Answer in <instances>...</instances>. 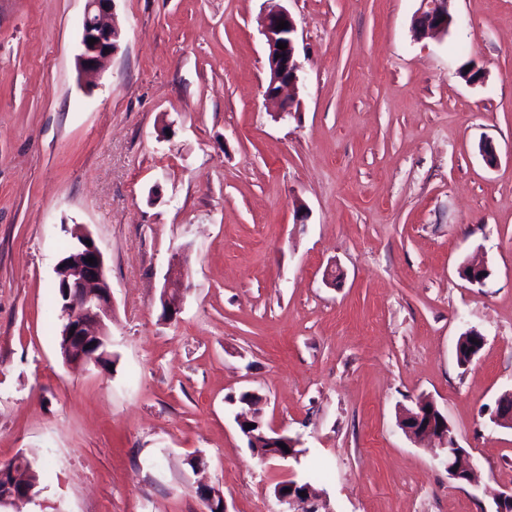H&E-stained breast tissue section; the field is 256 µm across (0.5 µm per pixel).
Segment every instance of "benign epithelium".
<instances>
[{
    "label": "benign epithelium",
    "mask_w": 512,
    "mask_h": 512,
    "mask_svg": "<svg viewBox=\"0 0 512 512\" xmlns=\"http://www.w3.org/2000/svg\"><path fill=\"white\" fill-rule=\"evenodd\" d=\"M116 0H86L82 21L81 51L77 57L80 73L86 77L97 75L114 55L121 38L119 30L113 26L111 16ZM446 0H422V7L413 22L415 34L420 38L440 37L448 32L451 19L445 10ZM288 22L284 29H277L279 21ZM262 34L267 45L268 79L264 90L267 104L279 113L291 111L293 101L283 98V91L297 84L301 63L298 60L296 41L297 25L290 11L274 5L269 8L262 19ZM97 39L90 45L88 40ZM284 43L285 49L277 48ZM78 244L56 265L57 287L61 288L64 302V318L61 336L64 360L67 365H101V360L109 357L110 343L106 320L112 317V291L106 276L103 252L96 243H87L90 234L75 235ZM89 257L95 263L86 262ZM464 279L472 285L483 286L488 271L483 264L471 263ZM187 273L182 266L170 269L165 277L159 301L162 315L174 318L181 310L183 291L186 289ZM255 428L247 435L254 440V446H265L269 449L279 447L283 443L293 449L299 441L281 434L264 424L260 416L237 420L239 427L248 423ZM399 426L404 433L415 441L434 439L439 441L443 450L442 462L448 470V476L459 483L473 481L474 466L470 455L457 446L452 436L448 418L443 415L428 399L421 397L415 408L405 409L400 413ZM32 468L24 465L12 466L8 463L0 465V483L5 482L11 488L6 495L0 494V508L7 507L16 501L35 498L30 487ZM305 496H300V492ZM496 506L494 512H512V492L496 489L486 490ZM278 502L292 505L297 501L306 503L305 512H321L323 502L312 492L309 483L287 480L275 489ZM201 498L206 502L209 512H226L224 495L215 487H204L200 490Z\"/></svg>",
    "instance_id": "obj_1"
}]
</instances>
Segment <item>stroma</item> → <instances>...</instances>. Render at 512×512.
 I'll return each instance as SVG.
<instances>
[{
	"mask_svg": "<svg viewBox=\"0 0 512 512\" xmlns=\"http://www.w3.org/2000/svg\"><path fill=\"white\" fill-rule=\"evenodd\" d=\"M420 5L287 0L302 69L279 118L267 0H117L119 49L89 85L85 0H0V463L43 473L21 512H202L204 483L227 512H281L289 479L328 512H492L485 487L512 488L491 420L512 390V0H448L447 35L423 39ZM78 227L112 288L109 369L59 355ZM473 261L484 286L459 274ZM470 328L485 345L462 366ZM248 391L298 459L252 454ZM421 397L476 483L400 428ZM187 273L183 266L172 267L165 277L159 301L164 318L173 319L181 310L183 291L187 288L185 278Z\"/></svg>",
	"mask_w": 512,
	"mask_h": 512,
	"instance_id": "stroma-1",
	"label": "stroma"
}]
</instances>
